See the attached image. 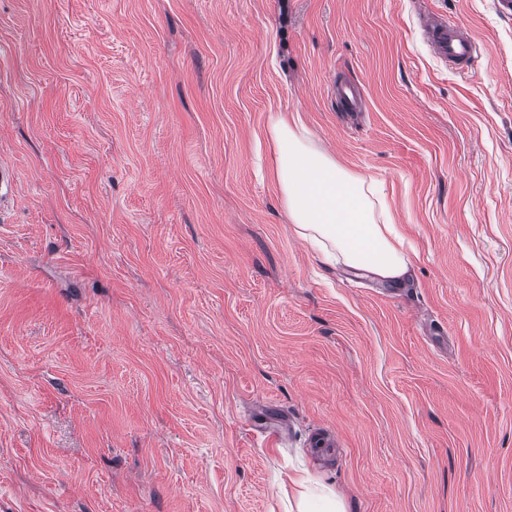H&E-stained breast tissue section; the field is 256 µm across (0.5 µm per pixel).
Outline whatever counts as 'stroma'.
<instances>
[{
  "instance_id": "obj_1",
  "label": "stroma",
  "mask_w": 512,
  "mask_h": 512,
  "mask_svg": "<svg viewBox=\"0 0 512 512\" xmlns=\"http://www.w3.org/2000/svg\"><path fill=\"white\" fill-rule=\"evenodd\" d=\"M1 44L0 512H284L300 467L345 512H512V11L0 0ZM279 111L383 183L403 285L295 235ZM423 33L432 53L449 65L462 71L474 73L478 65L476 41L459 22H450L440 16H428ZM16 191V175L14 168L6 163L0 165V218L5 207L13 199Z\"/></svg>"
}]
</instances>
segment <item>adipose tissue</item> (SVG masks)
Segmentation results:
<instances>
[{"label":"adipose tissue","instance_id":"ef3b65f1","mask_svg":"<svg viewBox=\"0 0 512 512\" xmlns=\"http://www.w3.org/2000/svg\"><path fill=\"white\" fill-rule=\"evenodd\" d=\"M265 135L275 155L281 202L297 235L329 261L388 281L407 270L404 238L373 178L343 168L309 137L299 114L270 113ZM298 512H343L330 490L311 488L302 471L288 475Z\"/></svg>","mask_w":512,"mask_h":512}]
</instances>
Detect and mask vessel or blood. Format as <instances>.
<instances>
[{
    "label": "vessel or blood",
    "instance_id": "obj_1",
    "mask_svg": "<svg viewBox=\"0 0 512 512\" xmlns=\"http://www.w3.org/2000/svg\"><path fill=\"white\" fill-rule=\"evenodd\" d=\"M423 33L432 53L449 65L462 71L475 72L478 65L476 41L467 33L465 26L440 16L427 17ZM16 191V175L9 164L0 165V213L4 212Z\"/></svg>",
    "mask_w": 512,
    "mask_h": 512
}]
</instances>
